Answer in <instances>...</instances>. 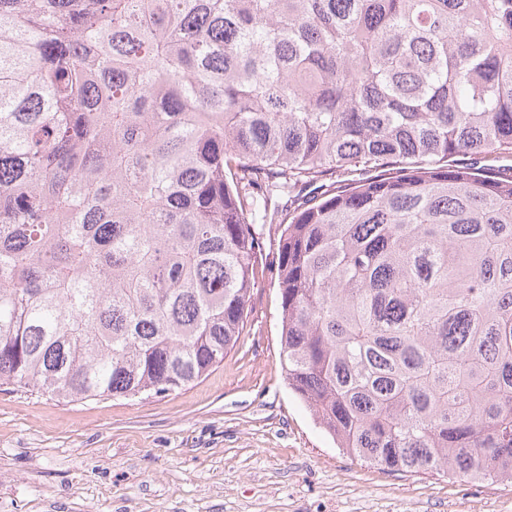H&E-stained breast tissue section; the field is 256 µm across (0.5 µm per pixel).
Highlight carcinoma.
<instances>
[{
    "label": "carcinoma",
    "instance_id": "carcinoma-1",
    "mask_svg": "<svg viewBox=\"0 0 512 512\" xmlns=\"http://www.w3.org/2000/svg\"><path fill=\"white\" fill-rule=\"evenodd\" d=\"M512 0H0V386L224 361L384 472L512 484Z\"/></svg>",
    "mask_w": 512,
    "mask_h": 512
}]
</instances>
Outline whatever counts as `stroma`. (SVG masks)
<instances>
[{
	"label": "stroma",
	"mask_w": 512,
	"mask_h": 512,
	"mask_svg": "<svg viewBox=\"0 0 512 512\" xmlns=\"http://www.w3.org/2000/svg\"><path fill=\"white\" fill-rule=\"evenodd\" d=\"M277 269L186 389L62 403L0 387V512H512V484L393 475L336 448L289 390Z\"/></svg>",
	"instance_id": "35a3bbf8"
}]
</instances>
